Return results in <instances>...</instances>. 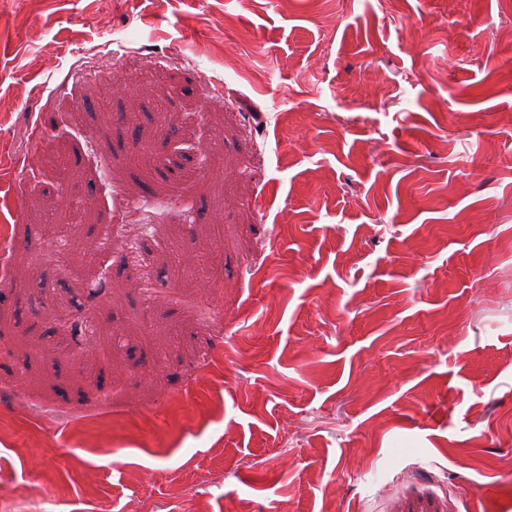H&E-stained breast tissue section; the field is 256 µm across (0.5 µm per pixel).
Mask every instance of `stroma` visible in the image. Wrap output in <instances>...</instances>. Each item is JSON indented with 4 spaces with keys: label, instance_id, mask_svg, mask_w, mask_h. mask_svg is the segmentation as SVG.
<instances>
[{
    "label": "stroma",
    "instance_id": "stroma-1",
    "mask_svg": "<svg viewBox=\"0 0 512 512\" xmlns=\"http://www.w3.org/2000/svg\"><path fill=\"white\" fill-rule=\"evenodd\" d=\"M245 505L512 512V0H0V512Z\"/></svg>",
    "mask_w": 512,
    "mask_h": 512
}]
</instances>
